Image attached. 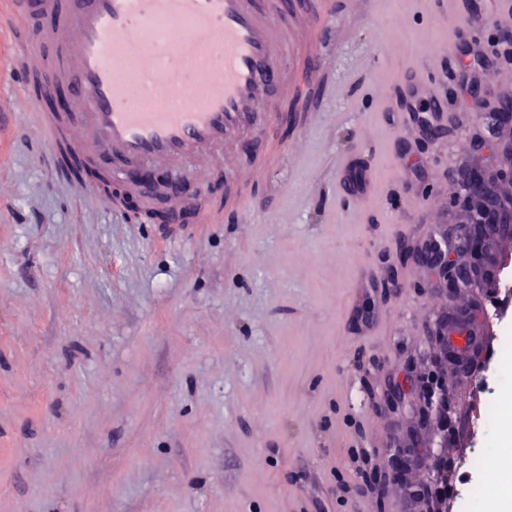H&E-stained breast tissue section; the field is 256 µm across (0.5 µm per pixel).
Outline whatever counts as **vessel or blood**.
I'll return each mask as SVG.
<instances>
[{"label":"vessel or blood","mask_w":512,"mask_h":512,"mask_svg":"<svg viewBox=\"0 0 512 512\" xmlns=\"http://www.w3.org/2000/svg\"><path fill=\"white\" fill-rule=\"evenodd\" d=\"M293 0H12L20 21L49 15L43 69L65 84L78 116L46 113L52 149L67 148L105 170H140L183 161L256 130L274 111L282 65L295 50L284 21ZM134 58L135 79L120 81L115 56ZM416 74L395 98L406 125ZM352 195L373 188L372 168L347 172Z\"/></svg>","instance_id":"vessel-or-blood-1"}]
</instances>
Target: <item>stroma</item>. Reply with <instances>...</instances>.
I'll list each match as a JSON object with an SVG mask.
<instances>
[{
	"label": "stroma",
	"instance_id": "35a3bbf8",
	"mask_svg": "<svg viewBox=\"0 0 512 512\" xmlns=\"http://www.w3.org/2000/svg\"><path fill=\"white\" fill-rule=\"evenodd\" d=\"M328 12L323 63L284 66L290 129L261 123L264 151L225 146L222 169L182 165L224 215L182 233L109 210L50 154L21 90L37 62L0 0V512H474L456 477L493 447L475 438L478 379L512 349L485 316L512 321V238L458 294L410 254L456 227L459 169L499 167L480 114L512 94V54L477 110L453 0ZM375 20L402 40L376 41ZM409 71L432 74L454 129L392 123L382 92ZM350 159L375 162L359 206ZM458 313L478 343L469 378L437 353Z\"/></svg>",
	"mask_w": 512,
	"mask_h": 512
}]
</instances>
